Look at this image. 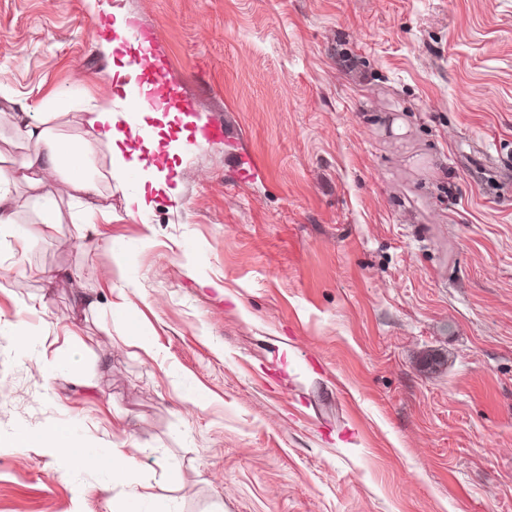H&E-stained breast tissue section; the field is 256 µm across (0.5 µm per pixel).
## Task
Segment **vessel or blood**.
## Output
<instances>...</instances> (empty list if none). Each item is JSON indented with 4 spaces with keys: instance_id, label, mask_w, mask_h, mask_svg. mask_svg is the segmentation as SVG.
<instances>
[{
    "instance_id": "1",
    "label": "vessel or blood",
    "mask_w": 512,
    "mask_h": 512,
    "mask_svg": "<svg viewBox=\"0 0 512 512\" xmlns=\"http://www.w3.org/2000/svg\"><path fill=\"white\" fill-rule=\"evenodd\" d=\"M126 56L135 77L125 83L116 96L119 102L127 103L129 111L143 112L161 105L181 112L190 111L189 101L180 98L170 87L151 49L145 48L141 41H130L126 44Z\"/></svg>"
}]
</instances>
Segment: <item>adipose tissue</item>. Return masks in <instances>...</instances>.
Segmentation results:
<instances>
[{
	"label": "adipose tissue",
	"instance_id": "adipose-tissue-1",
	"mask_svg": "<svg viewBox=\"0 0 512 512\" xmlns=\"http://www.w3.org/2000/svg\"><path fill=\"white\" fill-rule=\"evenodd\" d=\"M70 108L68 97L60 96L50 102L48 111L22 102L10 113L12 140L25 155L19 167H0V238L15 233L17 185L34 192L39 204L36 222L44 234L56 230L61 222L60 201L83 200L86 216L74 225L77 235L82 236L87 231L88 216L97 209L95 201L102 194L101 180L92 165L96 146L108 147L117 169L128 168L131 149L125 144L124 133L127 113L115 111L108 103L96 106L85 114V129L72 142L59 138L52 127L54 121L67 116ZM39 446L65 472L78 465L98 467L103 462L99 457L70 449L66 431L56 426L41 434Z\"/></svg>",
	"mask_w": 512,
	"mask_h": 512
}]
</instances>
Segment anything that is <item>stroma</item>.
I'll return each mask as SVG.
<instances>
[{
	"instance_id": "1",
	"label": "stroma",
	"mask_w": 512,
	"mask_h": 512,
	"mask_svg": "<svg viewBox=\"0 0 512 512\" xmlns=\"http://www.w3.org/2000/svg\"><path fill=\"white\" fill-rule=\"evenodd\" d=\"M120 2L192 120H153L165 151L114 175L86 237L79 202L41 236L18 195L0 512H512V0ZM98 15L0 0L8 162L10 101L72 95L70 139L112 101ZM151 166L181 191L128 214ZM53 425L135 468L12 444ZM109 461L113 464L112 479L116 484H121L125 476L134 467V457L126 453L122 448L112 449Z\"/></svg>"
}]
</instances>
